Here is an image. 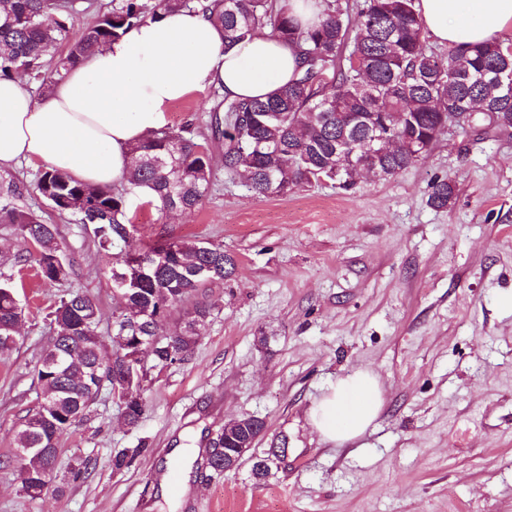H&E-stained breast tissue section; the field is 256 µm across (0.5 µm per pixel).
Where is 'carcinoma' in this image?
<instances>
[{"label": "carcinoma", "mask_w": 512, "mask_h": 512, "mask_svg": "<svg viewBox=\"0 0 512 512\" xmlns=\"http://www.w3.org/2000/svg\"><path fill=\"white\" fill-rule=\"evenodd\" d=\"M0 22V72H24L43 92L91 50L114 41L128 29L159 12L176 13L196 0H118L93 22L74 32L70 16L75 0H7ZM211 19L224 28V42L233 46L267 29L281 41L304 46V68L297 78L264 99L226 97L211 117L214 136L224 139V170L239 176L256 197L284 196L314 181H333L342 190L354 188V161L380 178L393 177L428 153L448 131V116L474 113L472 124L499 130L512 128V49L497 42L448 50L442 60L424 49V29L415 0H363L350 14L338 0H326L319 20L304 28L281 0H218ZM136 168L130 184L154 192L147 205L162 212L197 209L211 186L212 159L187 128H166L132 147ZM40 195H49L60 215L91 226L100 249L115 251L111 279L112 336L105 342L98 327L102 310L81 290L67 292L50 313L54 324L36 379L40 400H51L27 415L19 426L17 448H35L20 463L24 492L39 496L57 465L59 436L78 423L103 386L114 387L123 358L137 354L144 362L165 367L184 360L197 343L211 308L187 305L203 285L222 281L235 270V259L219 243L173 238L160 233L148 243L135 236L127 213V192L71 181L57 169L44 170L37 181ZM455 190L445 179L432 183L429 204L444 209ZM7 191L0 223L12 224L34 248L15 258L35 264L47 283L70 279L73 265L57 241V229L34 211L18 209ZM128 278L121 288L117 279ZM183 307L179 328L156 335V320ZM23 320L12 276L0 275V353L13 349L15 327ZM153 336L152 346L138 337ZM147 374L119 385L122 412L131 426L144 413ZM265 422L237 419L221 429L207 449V465L224 472V453L237 464L251 462L260 482L269 473L258 468L265 456L284 448L283 440L256 452Z\"/></svg>", "instance_id": "cac0c4a2"}]
</instances>
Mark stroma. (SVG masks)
I'll return each instance as SVG.
<instances>
[{"mask_svg": "<svg viewBox=\"0 0 512 512\" xmlns=\"http://www.w3.org/2000/svg\"><path fill=\"white\" fill-rule=\"evenodd\" d=\"M220 89L174 103L213 159L203 205L162 214L130 200L136 236L159 232L223 244L234 275L199 292L211 308L189 356L150 369L145 411L128 426L108 390L58 439L41 496L22 489L16 432L38 402L33 373L48 315L79 289L112 329L113 258L39 195L41 165L0 168L14 203L56 225L74 265L49 284L13 255L26 239L0 224V272L25 308L14 349L0 356V512H512V129L453 128L414 165L344 191L328 182L257 198L224 171L211 129ZM450 181L445 209L430 185ZM366 371L384 402L358 440L337 445L309 411L336 379ZM254 416L288 457L261 483L249 464L215 474L203 451L225 422ZM128 463L115 469L117 453ZM455 190L448 180H436L432 183L429 204L437 209L448 208L454 199Z\"/></svg>", "mask_w": 512, "mask_h": 512, "instance_id": "35a3bbf8", "label": "stroma"}]
</instances>
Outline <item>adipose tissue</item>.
<instances>
[{
	"label": "adipose tissue",
	"instance_id": "ef3b65f1",
	"mask_svg": "<svg viewBox=\"0 0 512 512\" xmlns=\"http://www.w3.org/2000/svg\"><path fill=\"white\" fill-rule=\"evenodd\" d=\"M416 10L429 35L451 47L512 30V0H418ZM302 62L299 45L269 32L228 49L208 13L159 14L79 60L42 95L20 77L0 78V167L41 161L76 181L123 189L132 146L166 126L174 103L211 86L231 99L263 98ZM382 403L378 379L357 371L337 379L310 420L342 445L365 434Z\"/></svg>",
	"mask_w": 512,
	"mask_h": 512
}]
</instances>
